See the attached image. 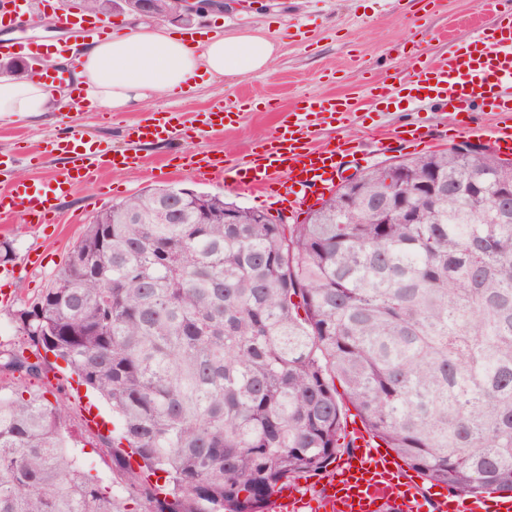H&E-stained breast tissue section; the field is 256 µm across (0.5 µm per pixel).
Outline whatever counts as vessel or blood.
I'll list each match as a JSON object with an SVG mask.
<instances>
[{
    "mask_svg": "<svg viewBox=\"0 0 512 512\" xmlns=\"http://www.w3.org/2000/svg\"><path fill=\"white\" fill-rule=\"evenodd\" d=\"M497 21L479 30L467 44L452 51L439 65L420 64L412 82L413 98L450 107L459 116L457 131L472 132V109L483 104L499 115L492 142L499 153H512V0H490ZM500 87L499 95L487 91ZM348 96L315 97L290 109L287 123L266 139L246 148L239 166H229L223 156L194 146L193 136L215 130L241 114L240 108L215 104L196 113L190 131L179 129L168 111H154L151 119L126 126L123 135L135 144L172 143L173 158L187 173L207 181L232 172L236 184L255 190L260 198L297 209L308 200L320 199L332 190L336 177L352 149L321 148L311 142L312 129L335 123L337 115L354 111ZM46 154L64 155L66 163L47 187L14 183L0 196V210L20 216L28 224L56 223L61 219L58 201L73 185L97 182L107 169H131L143 165L139 155L118 152L86 138L77 126L48 142ZM354 446L327 474L316 494L293 483L276 493L277 512H302L315 503L328 504L332 512H512V497L489 493L478 498L426 501L420 496L419 477L405 469L387 449L377 447L361 429L353 428Z\"/></svg>",
    "mask_w": 512,
    "mask_h": 512,
    "instance_id": "obj_1",
    "label": "vessel or blood"
}]
</instances>
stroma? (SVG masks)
<instances>
[{
  "label": "stroma",
  "instance_id": "1",
  "mask_svg": "<svg viewBox=\"0 0 512 512\" xmlns=\"http://www.w3.org/2000/svg\"><path fill=\"white\" fill-rule=\"evenodd\" d=\"M64 15L60 0H51L48 10L38 12L31 29L21 32L15 24H0V39L11 36L19 46L35 39L50 43L69 39ZM492 22V16L480 10L479 0H436L429 6L422 0H263L258 6L252 0H241L224 14L196 18L194 29L226 34L263 25L277 47L271 70L217 78L185 91L176 100L161 95L152 105L173 109L188 121L194 112L214 103L235 106L244 95L279 102L280 111L243 113L238 123L198 139L199 147L233 158L250 141L270 135L286 119L288 106L297 100L331 94L359 98L369 85H384L388 88L385 104L358 107L341 116L336 124L316 128L313 134L314 142L321 146L347 141L358 145L364 160L346 164L344 171L362 172L431 151L435 139L444 148L461 142L448 107L434 102L413 103L405 93L403 78L413 71L415 61L435 63L446 58L450 51L465 44L476 28ZM146 116L143 110L80 113L68 108L36 113L19 121L0 119V156L26 145H41L68 124L78 125L86 137L102 145L124 149L128 146L124 127ZM409 124L420 126L425 144L411 147L395 141L396 132ZM378 134L393 137L390 150L375 152L373 139ZM137 151L145 159L141 169L109 172L100 186H78L62 198L59 223L36 226L0 219V241H9L14 248L11 262L0 264V289H6L12 297L9 304H0V353L28 348V339L16 321L18 311L48 288L92 217L112 204L147 189L176 185L219 193L245 207L261 206L270 213L276 210L275 204L260 203L248 191L180 171L177 161L169 157V144L141 145ZM19 386L40 391L50 401H65L69 407L68 457L91 470L104 486H111L112 456L103 440L117 436L120 424L110 407L78 384L65 363L56 359L50 360L38 380L0 371L1 390L8 392ZM92 411L101 418V425L87 424Z\"/></svg>",
  "mask_w": 512,
  "mask_h": 512
}]
</instances>
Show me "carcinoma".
Masks as SVG:
<instances>
[{
  "label": "carcinoma",
  "instance_id": "carcinoma-1",
  "mask_svg": "<svg viewBox=\"0 0 512 512\" xmlns=\"http://www.w3.org/2000/svg\"><path fill=\"white\" fill-rule=\"evenodd\" d=\"M505 188L511 163L447 149L376 166L292 224L161 188L97 213L17 314L36 361L0 370L38 378L50 352L98 392L125 495L66 456V403L18 387L0 394V512H269L350 451L345 405L448 494L511 495Z\"/></svg>",
  "mask_w": 512,
  "mask_h": 512
}]
</instances>
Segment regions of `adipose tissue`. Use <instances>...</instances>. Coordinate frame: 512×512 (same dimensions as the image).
Instances as JSON below:
<instances>
[{
    "label": "adipose tissue",
    "mask_w": 512,
    "mask_h": 512,
    "mask_svg": "<svg viewBox=\"0 0 512 512\" xmlns=\"http://www.w3.org/2000/svg\"><path fill=\"white\" fill-rule=\"evenodd\" d=\"M276 46L262 26L227 35H176L163 25L130 29L127 35L82 43L77 74L81 95L109 112H135L154 97L184 89L203 77L239 76L269 70ZM54 93L29 77L0 78V119L59 109Z\"/></svg>",
    "instance_id": "obj_1"
}]
</instances>
